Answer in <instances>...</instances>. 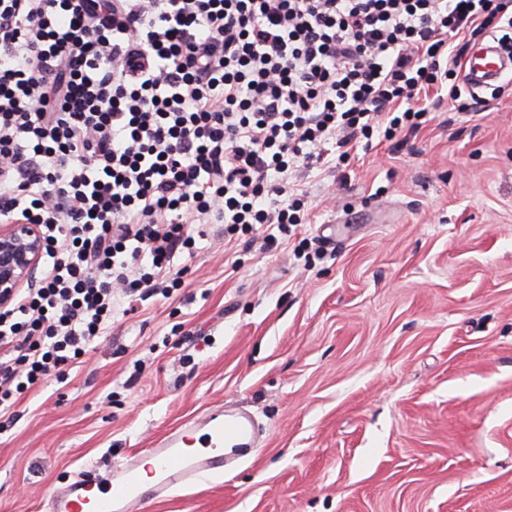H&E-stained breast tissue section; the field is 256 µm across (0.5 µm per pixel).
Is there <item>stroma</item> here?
Segmentation results:
<instances>
[{
  "mask_svg": "<svg viewBox=\"0 0 512 512\" xmlns=\"http://www.w3.org/2000/svg\"><path fill=\"white\" fill-rule=\"evenodd\" d=\"M423 102L417 133L289 171V239L206 225L176 296L20 395L0 512H48L216 404L254 415L257 448L143 512H512V85Z\"/></svg>",
  "mask_w": 512,
  "mask_h": 512,
  "instance_id": "stroma-1",
  "label": "stroma"
}]
</instances>
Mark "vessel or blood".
<instances>
[{"instance_id":"vessel-or-blood-1","label":"vessel or blood","mask_w":512,"mask_h":512,"mask_svg":"<svg viewBox=\"0 0 512 512\" xmlns=\"http://www.w3.org/2000/svg\"><path fill=\"white\" fill-rule=\"evenodd\" d=\"M465 80L482 86L512 80V61L489 44L468 58ZM257 430L250 416L216 408L202 423L187 422L130 456L113 475L82 472L76 481L55 488L49 512H141L149 502L166 500L179 487L222 477L229 448H251Z\"/></svg>"}]
</instances>
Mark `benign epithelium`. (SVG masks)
I'll use <instances>...</instances> for the list:
<instances>
[{"label": "benign epithelium", "instance_id": "1", "mask_svg": "<svg viewBox=\"0 0 512 512\" xmlns=\"http://www.w3.org/2000/svg\"><path fill=\"white\" fill-rule=\"evenodd\" d=\"M46 242L37 224L0 225V307L9 305L23 288L37 282Z\"/></svg>", "mask_w": 512, "mask_h": 512}]
</instances>
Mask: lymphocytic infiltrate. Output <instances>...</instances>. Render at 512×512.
Listing matches in <instances>:
<instances>
[{"mask_svg":"<svg viewBox=\"0 0 512 512\" xmlns=\"http://www.w3.org/2000/svg\"><path fill=\"white\" fill-rule=\"evenodd\" d=\"M505 27L512 0H0V223L46 240L0 308V418L118 298L182 288L190 225L289 236L290 168L416 133L423 93L462 95L456 40Z\"/></svg>","mask_w":512,"mask_h":512,"instance_id":"f902f5d3","label":"lymphocytic infiltrate"}]
</instances>
